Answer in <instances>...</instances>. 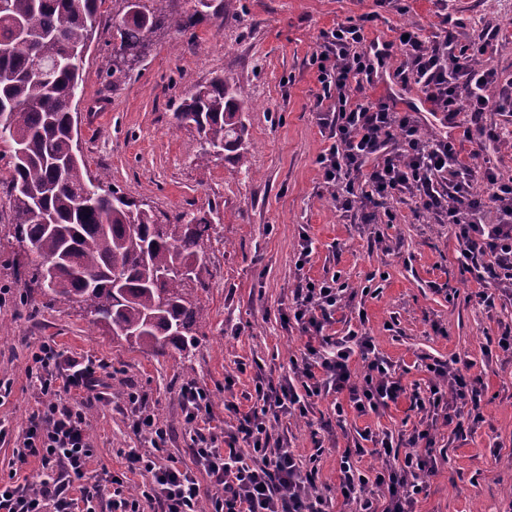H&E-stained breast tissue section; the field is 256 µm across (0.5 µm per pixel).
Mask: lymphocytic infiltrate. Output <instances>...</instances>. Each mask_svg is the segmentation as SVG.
<instances>
[{
  "mask_svg": "<svg viewBox=\"0 0 512 512\" xmlns=\"http://www.w3.org/2000/svg\"><path fill=\"white\" fill-rule=\"evenodd\" d=\"M467 24L445 12L435 30L412 23L403 26L399 49L403 56L393 76L401 87H417L431 114H443L451 134L432 137L423 120L371 99L374 65L366 47L363 24L347 20L322 31L311 61L317 70V123L329 145L316 158L325 185L333 188L336 206L358 211L366 223L392 217L388 201L406 194L416 212L446 218L455 228L457 261L476 272L477 297L491 308L496 298L512 296V179L481 164L475 142L512 141V88L501 84L497 71L481 58L507 39L501 26L477 22V36L462 32ZM503 118L488 124V113ZM344 288L335 279L306 280L296 288L288 315L306 336L305 352L292 377L279 384L256 375L254 402L247 412L225 401V411L239 414L235 428L215 430L210 395L196 384L180 391L185 425L192 432L195 470L162 461L171 436L144 405L141 392L129 391L125 403L134 433L150 436V450H130L128 469L151 478L143 498L126 491L123 477L105 472L99 483L112 487L110 512H198L202 499L196 471H203L214 493L211 512H326L311 470L288 447L272 440L271 418L283 414L303 417L313 402L331 393H347L336 403L337 415L353 408L365 415L396 401L405 388L392 363L376 354L368 334L348 331L341 337L325 329L337 309L346 306ZM364 361L362 376L351 368L353 355ZM38 371L41 409L24 431L17 453L20 461L41 464L39 480L0 482V512H97V486L82 485L92 455L88 425L72 394L100 401L107 386L91 362L63 356L50 344L32 355ZM435 382L415 388L412 404L419 411L452 424L464 403L479 406L482 389L460 369L433 364ZM382 466L374 476L354 468L349 455L340 460V492L355 501L357 512H413L422 479L433 464L430 431H413L406 440L384 434L374 440ZM384 510H376L377 496Z\"/></svg>",
  "mask_w": 512,
  "mask_h": 512,
  "instance_id": "1",
  "label": "lymphocytic infiltrate"
}]
</instances>
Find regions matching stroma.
Here are the masks:
<instances>
[{"instance_id":"35a3bbf8","label":"stroma","mask_w":512,"mask_h":512,"mask_svg":"<svg viewBox=\"0 0 512 512\" xmlns=\"http://www.w3.org/2000/svg\"><path fill=\"white\" fill-rule=\"evenodd\" d=\"M242 22L208 14L189 30L152 34V51L130 80L113 85L105 71L112 60V14L117 0H103L93 39L83 60L77 134L81 156L94 176H105L125 195L148 204L160 216L217 211L221 244L206 251L213 267L196 298L204 311L193 334L190 356L170 349L152 356L90 325L78 305L49 306L29 285L34 256L13 236L5 191L7 160H0V381L11 392L0 403V423L10 434L0 441V479L35 476L36 459L20 462L15 438L41 407L39 386L29 373L40 345L64 355L100 361L109 397L82 403L93 455L87 481L103 471L127 473V487L146 490L147 477L128 473L126 455L148 448L133 433L124 395L147 396L146 407L172 429L164 450L180 466L194 468L190 439L182 426L180 389L186 381L207 389L212 412L224 415V392L243 398L254 389L257 371L272 382L290 375L305 338L282 316L300 277H337L348 305L335 314L337 335L347 330L371 336L376 353L387 358L406 387L429 381V364L459 358L468 375L482 377L483 419L462 428L432 425L412 409L409 396L369 415L334 413L335 395L316 400L304 418L280 416L272 438L287 437L302 459H313L314 480L330 512H351L339 493L340 456L355 451V467L380 469L362 431L408 434L431 429L435 468L417 494L415 512H512V359L487 356L490 336L512 325V297L485 309L480 285L461 272L457 241L447 225L415 216L408 198L394 199L393 224L362 223L336 207L315 160L327 142L313 112L319 84L310 58L321 31L347 19L366 18L367 39H393L411 23L438 24L437 0H407L404 13L377 0H240ZM455 15L481 17L512 28V0H455ZM398 49L376 62L373 97H393L401 110L424 109L417 87L396 85ZM221 74L249 94L246 163L218 158L200 166V139L194 126L175 125L181 99ZM315 249L296 268L302 236Z\"/></svg>"}]
</instances>
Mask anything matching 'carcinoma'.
<instances>
[{
    "mask_svg": "<svg viewBox=\"0 0 512 512\" xmlns=\"http://www.w3.org/2000/svg\"><path fill=\"white\" fill-rule=\"evenodd\" d=\"M112 19L117 85L149 53V35L185 31L204 17L186 15L177 0H122ZM102 0H7L0 11V140L23 158L9 161V203L15 235L37 255L32 282L51 304L79 303L91 323L132 349L184 352L202 318L189 284L204 285L205 248L214 212L182 214L160 224L152 210L93 177L71 156V100L82 94L81 61L66 51L86 47ZM54 65L52 80L35 84V59ZM248 95L236 82L212 78L176 108L178 123L195 126L206 165L226 152L243 163L249 153Z\"/></svg>",
    "mask_w": 512,
    "mask_h": 512,
    "instance_id": "cac0c4a2",
    "label": "carcinoma"
}]
</instances>
